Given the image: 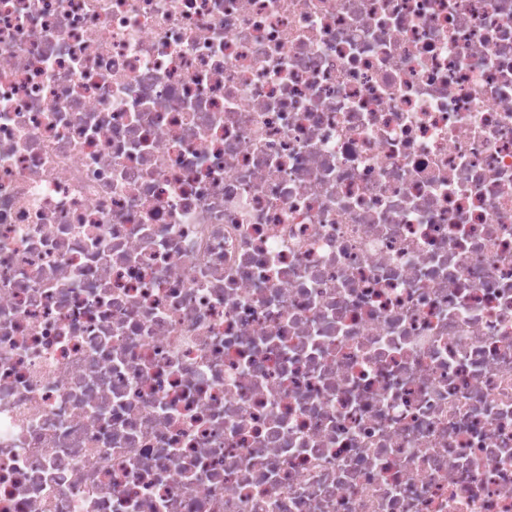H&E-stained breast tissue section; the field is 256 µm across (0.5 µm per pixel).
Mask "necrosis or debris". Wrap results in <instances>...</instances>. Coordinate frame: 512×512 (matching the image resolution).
Here are the masks:
<instances>
[{"mask_svg":"<svg viewBox=\"0 0 512 512\" xmlns=\"http://www.w3.org/2000/svg\"><path fill=\"white\" fill-rule=\"evenodd\" d=\"M0 512H512V0H0Z\"/></svg>","mask_w":512,"mask_h":512,"instance_id":"1","label":"necrosis or debris"}]
</instances>
